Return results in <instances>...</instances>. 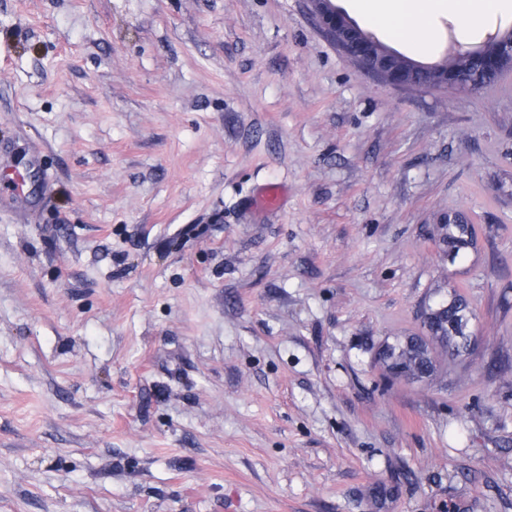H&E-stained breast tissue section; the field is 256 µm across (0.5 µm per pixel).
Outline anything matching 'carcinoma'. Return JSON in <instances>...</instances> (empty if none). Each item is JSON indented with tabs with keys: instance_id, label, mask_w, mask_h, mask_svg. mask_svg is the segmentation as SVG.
I'll return each mask as SVG.
<instances>
[{
	"instance_id": "carcinoma-1",
	"label": "carcinoma",
	"mask_w": 512,
	"mask_h": 512,
	"mask_svg": "<svg viewBox=\"0 0 512 512\" xmlns=\"http://www.w3.org/2000/svg\"><path fill=\"white\" fill-rule=\"evenodd\" d=\"M444 228L440 247L454 263L474 245L473 229L460 213ZM420 318L424 329L422 335L404 336L393 343L387 342L378 352L379 361L395 379L424 380L433 377L438 370L439 348L448 351L450 357L469 353L471 342L462 335L464 329L472 326L476 316L464 296L454 292L432 299L423 306Z\"/></svg>"
}]
</instances>
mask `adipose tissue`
I'll return each mask as SVG.
<instances>
[{
    "instance_id": "ef3b65f1",
    "label": "adipose tissue",
    "mask_w": 512,
    "mask_h": 512,
    "mask_svg": "<svg viewBox=\"0 0 512 512\" xmlns=\"http://www.w3.org/2000/svg\"><path fill=\"white\" fill-rule=\"evenodd\" d=\"M371 26L393 42L427 52L435 37L434 21L448 16L463 31L481 28L512 0H351Z\"/></svg>"
}]
</instances>
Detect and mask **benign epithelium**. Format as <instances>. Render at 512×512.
<instances>
[{
    "label": "benign epithelium",
    "instance_id": "benign-epithelium-1",
    "mask_svg": "<svg viewBox=\"0 0 512 512\" xmlns=\"http://www.w3.org/2000/svg\"><path fill=\"white\" fill-rule=\"evenodd\" d=\"M325 34L362 69L394 86L482 88L473 76L497 74L512 63V28L497 32L482 45L456 53L451 64L421 66L386 49L361 32L332 0H307Z\"/></svg>",
    "mask_w": 512,
    "mask_h": 512
}]
</instances>
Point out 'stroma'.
Wrapping results in <instances>:
<instances>
[{"instance_id":"obj_1","label":"stroma","mask_w":512,"mask_h":512,"mask_svg":"<svg viewBox=\"0 0 512 512\" xmlns=\"http://www.w3.org/2000/svg\"><path fill=\"white\" fill-rule=\"evenodd\" d=\"M510 28L442 17L402 54ZM32 143L33 218L0 207V512H512V69L389 85L308 0H0V152ZM453 291L471 353L388 378ZM455 217V222L444 224L445 233L440 240L441 250L452 264L462 259L466 250L474 245L471 224L463 214L457 213Z\"/></svg>"}]
</instances>
